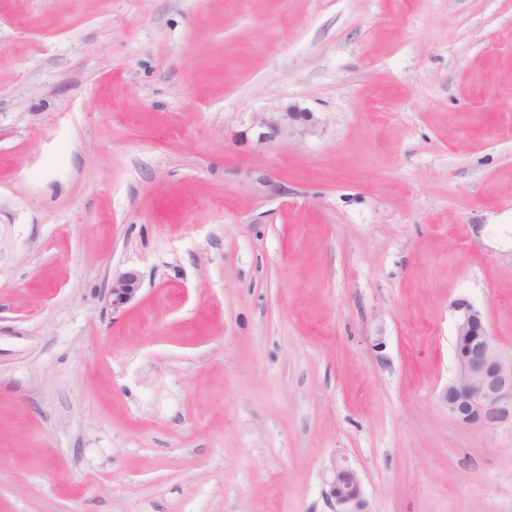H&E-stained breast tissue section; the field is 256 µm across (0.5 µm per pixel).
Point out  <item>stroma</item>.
Returning a JSON list of instances; mask_svg holds the SVG:
<instances>
[{"label": "stroma", "mask_w": 512, "mask_h": 512, "mask_svg": "<svg viewBox=\"0 0 512 512\" xmlns=\"http://www.w3.org/2000/svg\"><path fill=\"white\" fill-rule=\"evenodd\" d=\"M461 298L512 361V0H0V512H512ZM255 114L241 135L248 138L250 134L258 144L302 140L313 135L320 125L316 112L298 103L288 102L271 112ZM141 287V277L137 271L127 270L112 275L107 288V298L112 311L129 305L137 296ZM453 309L455 375L439 394L440 404L465 426L512 419V361L503 360L480 309L466 299L456 300ZM328 495L336 512H368L362 497L360 478L345 457L335 459L331 466Z\"/></svg>", "instance_id": "obj_1"}]
</instances>
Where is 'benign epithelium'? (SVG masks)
I'll return each mask as SVG.
<instances>
[{
    "label": "benign epithelium",
    "instance_id": "7a95c632",
    "mask_svg": "<svg viewBox=\"0 0 512 512\" xmlns=\"http://www.w3.org/2000/svg\"><path fill=\"white\" fill-rule=\"evenodd\" d=\"M319 125L316 113L287 103L271 112L256 113L242 136L250 135L258 144L302 140ZM140 287L141 277L135 270L113 275L107 288L112 310L129 305ZM453 309L455 375L439 394L440 404L448 416L465 426L492 427L512 419V362L503 360L480 309L465 299L456 300ZM328 486L335 512H366L359 475L346 458L333 461Z\"/></svg>",
    "mask_w": 512,
    "mask_h": 512
}]
</instances>
